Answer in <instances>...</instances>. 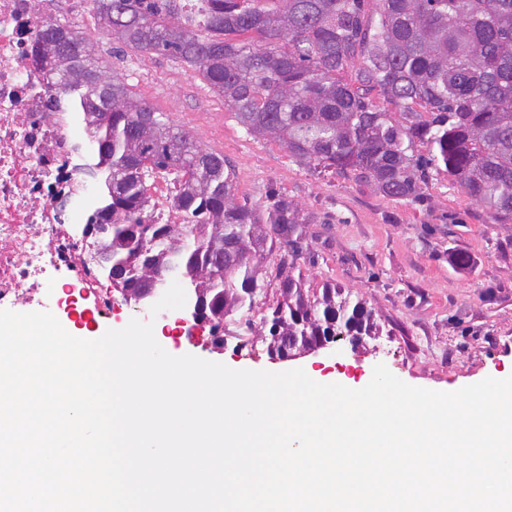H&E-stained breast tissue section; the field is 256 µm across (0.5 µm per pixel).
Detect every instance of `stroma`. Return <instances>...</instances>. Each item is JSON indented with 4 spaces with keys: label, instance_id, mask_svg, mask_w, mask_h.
<instances>
[{
    "label": "stroma",
    "instance_id": "stroma-1",
    "mask_svg": "<svg viewBox=\"0 0 512 512\" xmlns=\"http://www.w3.org/2000/svg\"><path fill=\"white\" fill-rule=\"evenodd\" d=\"M95 52L135 98L169 115L233 166L239 204L263 209L274 193L297 203L309 221L296 264L306 287L336 285L350 302L371 310L380 326L373 346L363 351L341 340L315 356L275 360L263 325L277 298L271 289L250 312L227 317L224 350L213 349L205 334L192 342L176 339L158 318L159 344L236 370L312 369L358 385L382 363L409 385L441 392L512 371V224L495 223L444 174L414 202L352 180L321 177L278 142L247 136L223 99L191 70L160 55L115 53L108 35ZM452 251L477 256L476 272L463 275L451 267ZM249 340L257 345L250 354L238 347Z\"/></svg>",
    "mask_w": 512,
    "mask_h": 512
}]
</instances>
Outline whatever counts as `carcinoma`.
<instances>
[{
  "mask_svg": "<svg viewBox=\"0 0 512 512\" xmlns=\"http://www.w3.org/2000/svg\"><path fill=\"white\" fill-rule=\"evenodd\" d=\"M94 2L112 42L187 66L246 134L279 142L296 162L396 200L420 199L422 185L446 174L498 223H512V0ZM45 26L72 47L60 57L40 35L45 89L82 112L112 166L91 223L109 225L112 263L131 287L146 286L144 268L161 275L176 260L185 287L209 289L216 330L252 307L257 260L277 253L268 353L283 336L373 333L372 313L341 289L311 294L293 275L306 229L292 200L276 195L264 210L237 203L223 157L131 98L69 21ZM156 176L173 179L182 223L153 219ZM182 238L194 245L174 258L169 241ZM228 245L235 257L206 271L211 252Z\"/></svg>",
  "mask_w": 512,
  "mask_h": 512,
  "instance_id": "obj_1",
  "label": "carcinoma"
}]
</instances>
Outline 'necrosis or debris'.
Listing matches in <instances>:
<instances>
[{"label":"necrosis or debris","instance_id":"4bbe7bcc","mask_svg":"<svg viewBox=\"0 0 512 512\" xmlns=\"http://www.w3.org/2000/svg\"><path fill=\"white\" fill-rule=\"evenodd\" d=\"M43 22L44 0H0V309L26 307L61 274L106 318L112 296L94 287L92 248L73 231L94 204L92 176L32 58Z\"/></svg>","mask_w":512,"mask_h":512}]
</instances>
